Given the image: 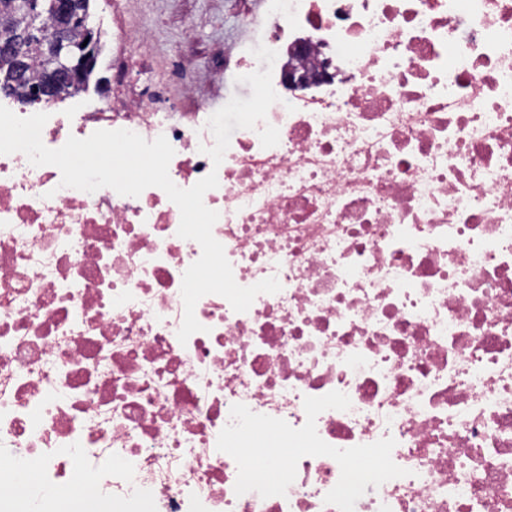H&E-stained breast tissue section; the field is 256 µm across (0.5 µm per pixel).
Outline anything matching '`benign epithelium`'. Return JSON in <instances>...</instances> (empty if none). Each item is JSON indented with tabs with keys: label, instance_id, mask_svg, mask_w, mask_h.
Wrapping results in <instances>:
<instances>
[{
	"label": "benign epithelium",
	"instance_id": "obj_1",
	"mask_svg": "<svg viewBox=\"0 0 512 512\" xmlns=\"http://www.w3.org/2000/svg\"><path fill=\"white\" fill-rule=\"evenodd\" d=\"M44 4L45 0H13L10 8L0 13V27L6 30L0 35V56L12 61L16 74L22 73L32 48L49 61L42 83L20 99L25 105L51 99V93L60 86L79 84L97 65L98 53L91 34L83 55L75 60L70 55L71 30L82 20L77 0H51L49 10L58 19L51 29L37 24Z\"/></svg>",
	"mask_w": 512,
	"mask_h": 512
}]
</instances>
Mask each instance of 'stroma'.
<instances>
[{"label":"stroma","instance_id":"35a3bbf8","mask_svg":"<svg viewBox=\"0 0 512 512\" xmlns=\"http://www.w3.org/2000/svg\"><path fill=\"white\" fill-rule=\"evenodd\" d=\"M240 0H140L136 12L113 14L112 0H93L90 25L111 29L113 21L148 32V55L154 75L171 95L181 85L207 94L224 86V47L237 37ZM182 54L190 68L182 81H173L171 60Z\"/></svg>","mask_w":512,"mask_h":512}]
</instances>
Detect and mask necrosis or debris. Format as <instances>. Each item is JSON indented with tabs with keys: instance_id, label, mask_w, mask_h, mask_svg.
I'll list each match as a JSON object with an SVG mask.
<instances>
[{
	"instance_id": "4bbe7bcc",
	"label": "necrosis or debris",
	"mask_w": 512,
	"mask_h": 512,
	"mask_svg": "<svg viewBox=\"0 0 512 512\" xmlns=\"http://www.w3.org/2000/svg\"><path fill=\"white\" fill-rule=\"evenodd\" d=\"M242 26L225 78L266 46L281 99L220 165L215 106L167 101L141 35L115 33L111 100L40 107L48 148L126 129L167 138L178 187L216 173L203 201L236 283L281 289L244 312L203 296L187 343L201 247L166 193L0 155V512H338L333 458L264 498L217 448L235 404L299 428L332 391L351 406L320 438H393L408 471L354 512H512V0H261ZM294 58L327 78L286 90Z\"/></svg>"
}]
</instances>
